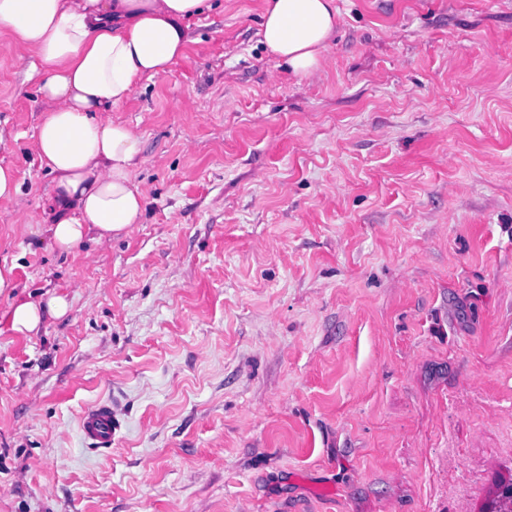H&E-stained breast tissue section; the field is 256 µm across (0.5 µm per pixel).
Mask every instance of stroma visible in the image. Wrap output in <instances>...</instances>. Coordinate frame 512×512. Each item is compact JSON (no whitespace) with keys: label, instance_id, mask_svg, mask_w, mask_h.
Segmentation results:
<instances>
[{"label":"stroma","instance_id":"obj_1","mask_svg":"<svg viewBox=\"0 0 512 512\" xmlns=\"http://www.w3.org/2000/svg\"><path fill=\"white\" fill-rule=\"evenodd\" d=\"M214 0L110 117L148 205L64 253L0 51V512H485L512 483V0H337L299 79ZM67 297L34 336L15 302ZM108 448L79 432L93 404ZM20 194L19 172L11 167L0 166V201H12ZM115 423L118 422L112 413V406L108 403H99L83 411L79 427L91 444L97 447H110Z\"/></svg>","mask_w":512,"mask_h":512}]
</instances>
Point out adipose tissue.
Wrapping results in <instances>:
<instances>
[{
  "instance_id": "1",
  "label": "adipose tissue",
  "mask_w": 512,
  "mask_h": 512,
  "mask_svg": "<svg viewBox=\"0 0 512 512\" xmlns=\"http://www.w3.org/2000/svg\"><path fill=\"white\" fill-rule=\"evenodd\" d=\"M210 7L211 0H0V48L17 52L38 80L43 118L33 150L52 177L48 231L57 249L101 244L139 223L146 195L133 173L141 141L105 112L186 58L190 22ZM340 16L336 0H264L258 34L303 79L322 68ZM68 309L54 294L25 301L14 307L11 328L33 336Z\"/></svg>"
}]
</instances>
